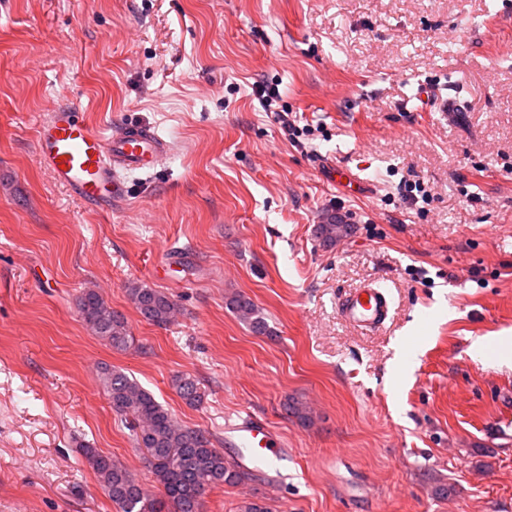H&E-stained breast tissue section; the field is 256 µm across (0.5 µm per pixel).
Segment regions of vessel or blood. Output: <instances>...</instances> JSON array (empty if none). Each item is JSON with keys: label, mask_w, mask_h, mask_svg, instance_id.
Here are the masks:
<instances>
[{"label": "vessel or blood", "mask_w": 512, "mask_h": 512, "mask_svg": "<svg viewBox=\"0 0 512 512\" xmlns=\"http://www.w3.org/2000/svg\"><path fill=\"white\" fill-rule=\"evenodd\" d=\"M165 153V143L151 129L105 135L69 103L49 113L37 128L39 165L74 196L106 211L127 195L123 172L153 170ZM339 310L358 327L376 328L386 322L390 308L385 295L367 285L344 295ZM224 440L237 448L240 460L256 468L275 466L288 455L283 436L266 420L250 415L225 425Z\"/></svg>", "instance_id": "1"}]
</instances>
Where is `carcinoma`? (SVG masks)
Here are the masks:
<instances>
[{
    "label": "carcinoma",
    "mask_w": 512,
    "mask_h": 512,
    "mask_svg": "<svg viewBox=\"0 0 512 512\" xmlns=\"http://www.w3.org/2000/svg\"><path fill=\"white\" fill-rule=\"evenodd\" d=\"M350 224H316L315 237L325 245L350 234ZM128 298L147 321L164 326L171 321L176 304L166 293L141 285L127 288ZM228 305L250 330L268 334V327L254 302L236 293ZM78 307L87 327L112 349L123 351L133 343L125 316L113 310L95 289L88 288L78 298ZM101 381L112 410L131 423L136 447L143 448L153 482L161 497L150 496L142 483L119 461L89 445L80 454L98 478L99 486L114 503L118 512H202L207 490L218 486H237L250 479V471L224 456V450L212 443L201 429L179 424L167 408L136 380L108 366L101 368ZM173 385L185 403L197 407L204 394L190 375H179ZM286 415L306 425L311 409L303 401L288 397L282 404Z\"/></svg>",
    "instance_id": "cac0c4a2"
}]
</instances>
